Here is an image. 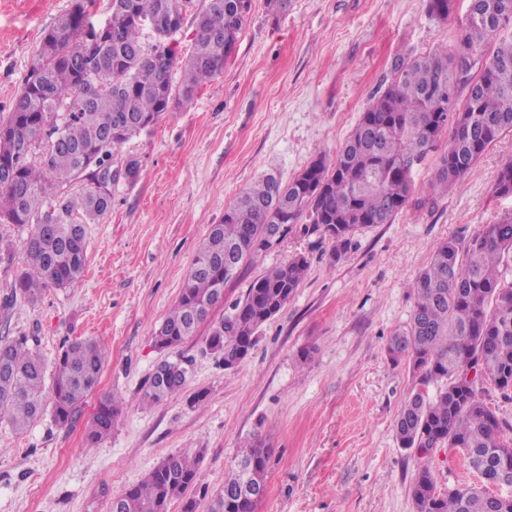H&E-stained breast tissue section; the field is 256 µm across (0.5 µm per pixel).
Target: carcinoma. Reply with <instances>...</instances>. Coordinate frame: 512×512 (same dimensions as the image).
Here are the masks:
<instances>
[{"instance_id":"carcinoma-1","label":"carcinoma","mask_w":512,"mask_h":512,"mask_svg":"<svg viewBox=\"0 0 512 512\" xmlns=\"http://www.w3.org/2000/svg\"><path fill=\"white\" fill-rule=\"evenodd\" d=\"M192 0H109L112 23L95 25L77 3L45 33L10 112L0 113V224L28 231V268L13 270V246L0 238V265L11 276V296L29 303L49 288H68L82 276L87 225L112 209V193L97 186L128 184L139 161L113 166V150L154 125L175 99L189 102L203 83L223 74L253 0H204L193 17L188 55L175 46L174 29L155 31L150 46L140 22L184 17ZM453 0H428V13L448 20ZM469 14L487 19L465 25L453 50L442 46L396 60L391 82L361 113L332 158L319 155L288 183L269 173L241 192L211 225L198 248L180 297L155 330V347L179 346L193 336L224 300V269L241 268L262 251L276 224L287 236L304 219L329 237L334 266L356 231L389 224L412 195L413 174L450 129L448 148L436 161L433 189L462 184L486 149L512 131V40L489 46L499 28L512 24V0H470ZM181 72V85L173 74ZM466 92L456 107L457 92ZM80 179L79 193L64 186ZM494 193L512 196V161L495 174ZM512 212L469 238H450L435 250L412 284L417 295L408 328L387 344L393 360L406 358L419 388L400 410V447L456 448L483 486L440 489L425 459L410 487L415 512H512V496L496 499L488 486L512 482V424L482 399L486 386L512 392ZM309 267L298 254L255 280L233 312L213 326L206 345L219 356L254 349L261 327L288 303ZM32 337L0 336V422L25 430L44 414L60 426L76 419L97 388L108 352L91 339L75 340L57 355L51 390L46 364ZM188 369L159 365L140 400L159 406L180 392ZM119 409L100 400L86 426L93 447L112 435ZM269 450L260 440L241 449L209 512H256L241 499V465L266 478ZM199 455L172 454L116 497L110 512H196L187 491L197 484Z\"/></svg>"}]
</instances>
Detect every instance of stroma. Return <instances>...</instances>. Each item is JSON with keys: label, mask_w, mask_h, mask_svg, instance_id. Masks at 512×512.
Listing matches in <instances>:
<instances>
[{"label": "stroma", "mask_w": 512, "mask_h": 512, "mask_svg": "<svg viewBox=\"0 0 512 512\" xmlns=\"http://www.w3.org/2000/svg\"><path fill=\"white\" fill-rule=\"evenodd\" d=\"M78 0H0V111L8 112L45 31ZM470 0L447 21L427 0H291L273 15L254 0L223 74L174 101L156 125L117 147L140 162L136 183L112 188V209L90 225L81 280L48 289L37 304L14 300L0 279V330L34 337L46 363L84 338L109 350L96 390L67 427L44 415L27 431L0 423V512H109L114 497L168 455L200 453L188 491L208 512L241 441L271 450L258 512H414V452L395 420L416 378L390 360L387 343L416 305L411 285L436 247L470 237L512 212L492 192L512 160V132L480 157L462 187L432 189L434 160L414 173L407 206L388 224L358 232L340 262L329 240L294 225L281 244L244 263L210 322L175 349L153 333L178 300L192 260L225 207L262 175L291 181L319 154H334L361 112L387 87L396 59L455 46ZM309 267L288 304L228 370L205 349L211 322L267 270L296 254ZM188 364L183 389L148 408L141 389L163 361ZM205 391L206 400L190 406ZM119 414L112 435L85 444L103 397ZM440 487L480 479L461 452L437 451Z\"/></svg>", "instance_id": "obj_1"}]
</instances>
